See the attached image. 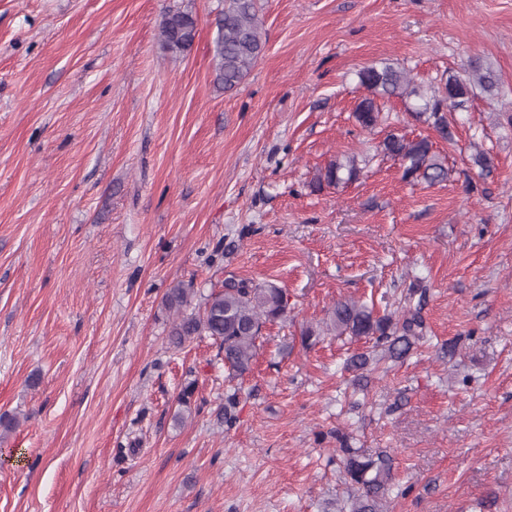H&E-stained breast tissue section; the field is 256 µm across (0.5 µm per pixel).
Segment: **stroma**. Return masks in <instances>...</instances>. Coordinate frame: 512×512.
I'll return each mask as SVG.
<instances>
[{"label": "stroma", "instance_id": "1", "mask_svg": "<svg viewBox=\"0 0 512 512\" xmlns=\"http://www.w3.org/2000/svg\"><path fill=\"white\" fill-rule=\"evenodd\" d=\"M257 6L264 52L227 92L224 0H0V417L18 419L0 512H339L341 434L391 456V512H512V0ZM170 7L196 20L182 55L159 36ZM474 59L499 92L435 140L454 177L403 180L375 149L428 129L395 98L361 129L357 71L430 86ZM344 153L369 157L359 180L314 190ZM231 276L289 303L236 379L211 339L169 345L163 305L175 283L205 295ZM413 287L426 341L406 361L361 380L345 362L364 341L302 346L336 300L381 315Z\"/></svg>", "mask_w": 512, "mask_h": 512}]
</instances>
